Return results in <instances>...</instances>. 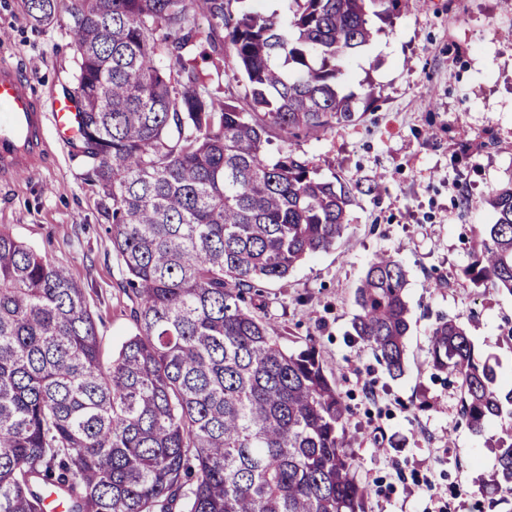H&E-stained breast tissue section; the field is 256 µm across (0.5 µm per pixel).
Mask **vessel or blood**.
Listing matches in <instances>:
<instances>
[{
	"label": "vessel or blood",
	"instance_id": "vessel-or-blood-1",
	"mask_svg": "<svg viewBox=\"0 0 512 512\" xmlns=\"http://www.w3.org/2000/svg\"><path fill=\"white\" fill-rule=\"evenodd\" d=\"M53 124L60 138L80 136L77 99L63 95L43 110L31 81L9 64H0V178L34 171L47 151L46 124Z\"/></svg>",
	"mask_w": 512,
	"mask_h": 512
}]
</instances>
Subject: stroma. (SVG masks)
I'll list each match as a JSON object with an SVG mask.
<instances>
[{
	"label": "stroma",
	"mask_w": 512,
	"mask_h": 512,
	"mask_svg": "<svg viewBox=\"0 0 512 512\" xmlns=\"http://www.w3.org/2000/svg\"><path fill=\"white\" fill-rule=\"evenodd\" d=\"M2 61L42 104L72 87L65 22L33 26L22 0H0ZM345 69V91L371 84L377 100L355 122L293 147L346 186L379 177L383 187L353 194L336 244L287 279L260 282L255 301L284 350L315 345L335 378L367 512H512L490 486L494 453L459 418L456 382L430 365L433 327L454 318L512 383V295L463 274L475 231L494 221L487 197L512 180V0H409L371 55ZM45 138L36 173L0 180V226L83 288L108 362L135 331L122 266L80 157L53 126ZM380 253L407 272L410 330L396 377L349 336L355 291Z\"/></svg>",
	"instance_id": "35a3bbf8"
}]
</instances>
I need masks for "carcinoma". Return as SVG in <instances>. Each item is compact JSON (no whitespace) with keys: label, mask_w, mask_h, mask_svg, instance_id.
I'll return each mask as SVG.
<instances>
[{"label":"carcinoma","mask_w":512,"mask_h":512,"mask_svg":"<svg viewBox=\"0 0 512 512\" xmlns=\"http://www.w3.org/2000/svg\"><path fill=\"white\" fill-rule=\"evenodd\" d=\"M62 0H24L48 25ZM69 0L75 143L97 187L136 331L102 359L69 271L0 229V512H365L344 446L348 407L314 346L284 350L255 281L329 250L351 190L273 139L354 122L345 61L407 0ZM207 20V28L197 16ZM201 52H196V49ZM247 83L219 95L198 59ZM465 276L512 295V181L487 199ZM406 273L388 254L357 289L354 341L403 372ZM433 369L458 383L461 420L497 449L493 489L512 505V387L466 330L441 318Z\"/></svg>","instance_id":"1"}]
</instances>
